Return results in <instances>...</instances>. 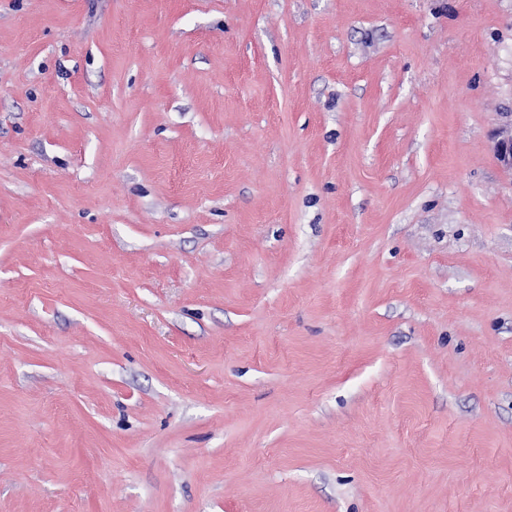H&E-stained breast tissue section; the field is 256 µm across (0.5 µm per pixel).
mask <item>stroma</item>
<instances>
[{
  "mask_svg": "<svg viewBox=\"0 0 512 512\" xmlns=\"http://www.w3.org/2000/svg\"><path fill=\"white\" fill-rule=\"evenodd\" d=\"M512 0H0V512H512ZM494 154L499 164L512 171V122L494 134Z\"/></svg>",
  "mask_w": 512,
  "mask_h": 512,
  "instance_id": "35a3bbf8",
  "label": "stroma"
}]
</instances>
